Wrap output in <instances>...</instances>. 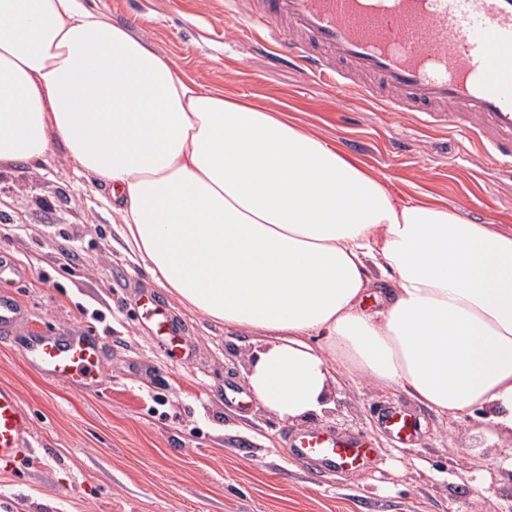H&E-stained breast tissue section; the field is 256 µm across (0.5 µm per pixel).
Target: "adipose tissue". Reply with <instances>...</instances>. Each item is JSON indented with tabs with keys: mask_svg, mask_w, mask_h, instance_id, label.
I'll return each instance as SVG.
<instances>
[{
	"mask_svg": "<svg viewBox=\"0 0 512 512\" xmlns=\"http://www.w3.org/2000/svg\"><path fill=\"white\" fill-rule=\"evenodd\" d=\"M65 146L158 288L270 339L249 390L322 413L338 367L512 431V231L405 199L293 122L208 88L86 0H0V166ZM381 306L362 299L379 278Z\"/></svg>",
	"mask_w": 512,
	"mask_h": 512,
	"instance_id": "1",
	"label": "adipose tissue"
}]
</instances>
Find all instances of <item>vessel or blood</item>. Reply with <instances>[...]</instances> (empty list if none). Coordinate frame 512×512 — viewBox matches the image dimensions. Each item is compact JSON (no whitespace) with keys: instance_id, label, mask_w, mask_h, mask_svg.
<instances>
[{"instance_id":"b4317fda","label":"vessel or blood","mask_w":512,"mask_h":512,"mask_svg":"<svg viewBox=\"0 0 512 512\" xmlns=\"http://www.w3.org/2000/svg\"><path fill=\"white\" fill-rule=\"evenodd\" d=\"M248 36L270 35L274 56L353 100L416 113L429 131L458 133L479 159L512 173V0H227ZM140 316L172 343L178 326L155 296ZM22 304L0 294V334L10 333L26 365L81 392L101 385L103 347L90 333L12 335ZM380 426L400 444L414 442L415 417L386 409ZM28 408L0 386V463L18 459L31 434ZM290 446L316 472L357 471L372 448L363 436L331 431L295 434Z\"/></svg>"}]
</instances>
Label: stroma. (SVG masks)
I'll use <instances>...</instances> for the list:
<instances>
[{"label": "stroma", "instance_id": "stroma-1", "mask_svg": "<svg viewBox=\"0 0 512 512\" xmlns=\"http://www.w3.org/2000/svg\"><path fill=\"white\" fill-rule=\"evenodd\" d=\"M195 82L276 112L365 163L404 197L437 198L469 222L512 231V178L481 163L466 140L425 131L410 114L338 97L261 42L243 43L224 0H89ZM102 186L64 151L39 170L0 171V255L25 274L12 292L35 332L87 330L106 353L102 387L83 393L30 370L0 342V386L28 406L30 446L0 465V512H512V432L484 411L441 418L407 391L337 376L322 414L284 421L224 387L246 388L259 339L167 301L178 346L161 343L137 301L160 295L120 235ZM411 412L417 440L383 431L385 409ZM370 438L371 466L317 478L291 434Z\"/></svg>", "mask_w": 512, "mask_h": 512}]
</instances>
